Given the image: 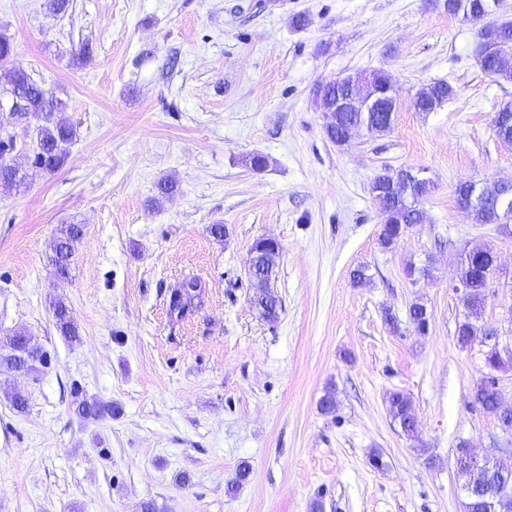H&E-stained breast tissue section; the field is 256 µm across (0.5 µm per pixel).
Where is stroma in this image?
Returning a JSON list of instances; mask_svg holds the SVG:
<instances>
[{
	"instance_id": "35a3bbf8",
	"label": "stroma",
	"mask_w": 512,
	"mask_h": 512,
	"mask_svg": "<svg viewBox=\"0 0 512 512\" xmlns=\"http://www.w3.org/2000/svg\"><path fill=\"white\" fill-rule=\"evenodd\" d=\"M479 28L444 0H71L63 15L0 0L13 45L0 86L23 67L77 130L59 169L0 187V340L25 332L47 356L0 375V512H465L459 441L512 467L497 420L471 402L489 345L456 337L459 255L488 245L500 271L479 324L512 339V223H474L454 195L512 178L492 130L512 84L481 70ZM375 70L399 94L390 131L332 143L315 87ZM436 81L453 98L415 111ZM257 153L261 171L245 164ZM404 166L435 187L425 222L385 249L370 184ZM67 224L85 232L64 280L50 258ZM264 237L281 246L272 323L247 276ZM411 262L431 276L408 280ZM190 277L206 303L179 322L169 290ZM59 299L77 343L55 328ZM415 301L427 330L409 319ZM394 391L412 400L417 438L388 412ZM80 399L114 412L81 418Z\"/></svg>"
}]
</instances>
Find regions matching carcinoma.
Wrapping results in <instances>:
<instances>
[{
  "label": "carcinoma",
  "instance_id": "cac0c4a2",
  "mask_svg": "<svg viewBox=\"0 0 512 512\" xmlns=\"http://www.w3.org/2000/svg\"><path fill=\"white\" fill-rule=\"evenodd\" d=\"M473 2L448 0V13L460 14L473 21ZM483 45L484 55L480 59L483 72L497 82H512V52L503 51L502 40L495 33L485 34ZM349 82L382 89L389 84L390 78L382 72H372L353 75ZM11 84L25 110L39 121V137L31 165L48 172L59 169L65 161L67 146L76 138V130L64 116L65 103L20 67L14 69ZM453 96V87L445 81H438L421 87L414 95L413 106L418 112H433ZM359 122L360 113L333 109L326 115L324 132L329 140L339 144L346 138L347 131ZM410 173V168L387 170L376 175L370 184V192L385 216L378 233L379 244L385 249L391 247L409 226L424 221V212L419 208V203L429 193L430 187L416 189L415 184L409 181ZM23 184L19 167L9 161H0V186L19 187ZM486 192L484 200L467 209V212L478 224H496L499 222L497 189L493 185L488 186ZM83 235L82 224H67L61 229L56 251L51 258L60 277L69 275L74 245ZM280 250V244L261 239L256 240L250 248L248 279L250 287L255 289L251 303L268 321L276 320L281 308L279 297L271 289V282L277 274ZM496 259V252L490 246L475 247L461 254L458 279L467 288V294L462 299L465 313L464 319L458 323L456 336L463 346L470 344L479 332L485 337L489 336L488 331L480 330L476 321L484 306L490 281L494 278ZM203 304L204 288L194 278L178 282L169 292V311L178 320L195 315ZM408 315L416 325L425 328L429 324L427 308L421 302L412 303ZM53 317L61 336L71 343L80 340L78 327L64 301L58 300L53 304ZM39 364H43V353L31 344V338L25 333L17 332L0 343V368L35 371ZM485 365L490 371L512 365V344L491 345L485 355ZM488 379L489 376H483L474 387L472 404L492 415L502 428L512 430V412L506 415L500 411ZM77 411L83 418L98 419L112 414V405L84 399L79 402ZM388 411L406 436H417V418L412 401L405 393L394 391L390 394ZM466 448V443H460L456 458L458 470L466 477L465 512H512V472H472L464 462Z\"/></svg>",
  "mask_w": 512,
  "mask_h": 512
}]
</instances>
